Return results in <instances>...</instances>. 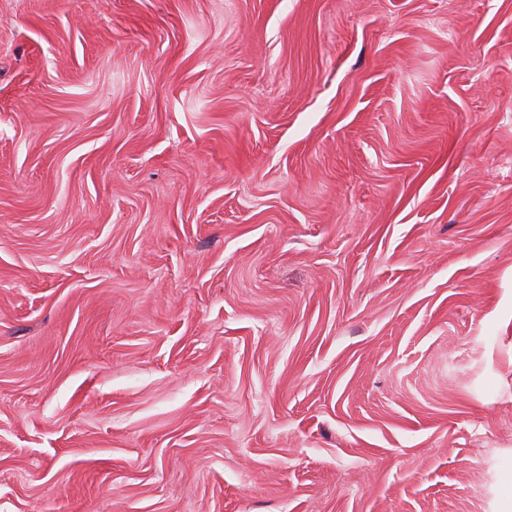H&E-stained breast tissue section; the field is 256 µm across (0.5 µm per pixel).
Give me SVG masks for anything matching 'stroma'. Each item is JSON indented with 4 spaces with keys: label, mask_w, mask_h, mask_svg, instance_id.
Listing matches in <instances>:
<instances>
[{
    "label": "stroma",
    "mask_w": 512,
    "mask_h": 512,
    "mask_svg": "<svg viewBox=\"0 0 512 512\" xmlns=\"http://www.w3.org/2000/svg\"><path fill=\"white\" fill-rule=\"evenodd\" d=\"M0 512H512V0H0Z\"/></svg>",
    "instance_id": "stroma-1"
}]
</instances>
